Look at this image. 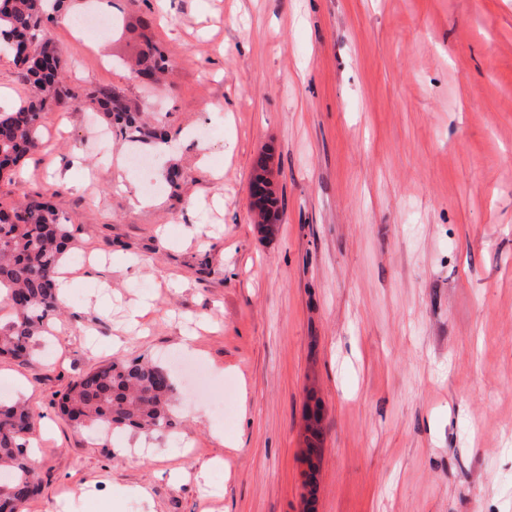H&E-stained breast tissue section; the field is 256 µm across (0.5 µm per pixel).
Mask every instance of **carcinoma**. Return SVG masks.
Masks as SVG:
<instances>
[{
	"label": "carcinoma",
	"instance_id": "obj_1",
	"mask_svg": "<svg viewBox=\"0 0 512 512\" xmlns=\"http://www.w3.org/2000/svg\"><path fill=\"white\" fill-rule=\"evenodd\" d=\"M49 0H0V49L31 46L35 65L22 70L31 89L28 100L0 110V176L13 170L39 147L42 113L53 102L77 100L66 86L64 65L49 38L34 43ZM95 99L108 127L139 128L136 115L112 90L101 88ZM73 236L59 211L38 193L9 211L0 208V303L10 310L0 324V357L28 362L36 342L61 313L55 280L61 259L72 249ZM174 387L168 372L142 360L117 361L80 375L62 394L60 411L78 427L131 428L159 431L173 425ZM307 448L320 452L321 406L307 409ZM37 426L33 408L21 402L0 404V512H17L39 492L37 468L29 462V437Z\"/></svg>",
	"mask_w": 512,
	"mask_h": 512
}]
</instances>
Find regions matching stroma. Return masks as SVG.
Returning <instances> with one entry per match:
<instances>
[{"label": "stroma", "instance_id": "35a3bbf8", "mask_svg": "<svg viewBox=\"0 0 512 512\" xmlns=\"http://www.w3.org/2000/svg\"><path fill=\"white\" fill-rule=\"evenodd\" d=\"M114 2L103 33L45 20L81 98L0 176L7 208L68 173L75 238L62 314L30 362L0 358L54 424L24 512H512V0ZM150 44L168 66L145 82ZM102 87L144 133L102 140ZM265 154L268 237L249 210ZM133 359L170 372L175 428L60 414L71 381ZM314 402V410L311 409L310 404L307 406L306 412V420H307V448L308 452L311 455H316L320 452L319 444H320V434H321V421H322V413L321 406L317 400L311 399ZM314 422L319 426L318 428H312L311 423Z\"/></svg>", "mask_w": 512, "mask_h": 512}]
</instances>
